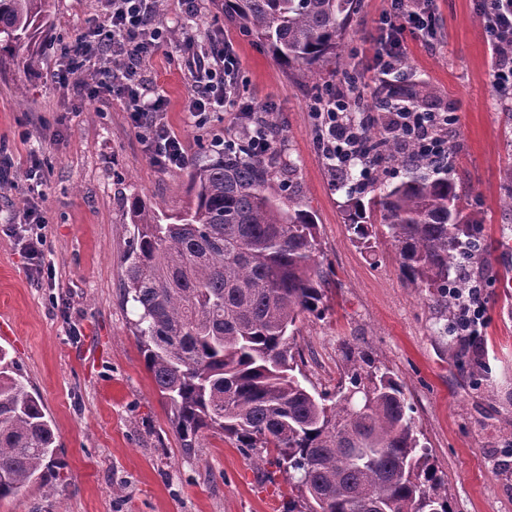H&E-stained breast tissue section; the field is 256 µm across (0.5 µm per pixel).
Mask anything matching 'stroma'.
I'll list each match as a JSON object with an SVG mask.
<instances>
[{
  "mask_svg": "<svg viewBox=\"0 0 512 512\" xmlns=\"http://www.w3.org/2000/svg\"><path fill=\"white\" fill-rule=\"evenodd\" d=\"M389 0H360L339 50L358 76L361 101L373 105L378 75L370 65L385 35ZM53 29L39 73L17 53L0 54V347L9 350L39 394L57 434L61 478L28 484L0 500V512H287L285 474L204 432L185 457L164 399L144 366L133 306L122 302L129 237L126 200L139 196L161 218L189 202L182 168H161L119 101L108 93L63 90L60 49L102 21L103 0H53ZM436 49L404 35L403 68L425 106L458 116L448 155L492 245L483 342L444 330L446 317L426 293L407 285L390 238L374 250L353 244L338 191L315 144L314 99L341 87L343 75L315 85L276 61L253 36L229 23L212 0H164L166 26L205 49L213 38L233 47L241 101L269 103L284 162L297 168L304 202L316 217L321 259L330 271L323 317L306 316L296 348L317 390L347 386L351 358L388 368L405 388L452 512H512V212L501 199L512 168V104L492 77L495 49L483 32L481 0H433ZM169 42L140 62L146 84L166 98L164 119L189 158L214 135L234 134L232 113L206 127L189 119L191 82ZM38 151L45 181L32 197L25 161ZM37 200L51 274L32 271L14 229Z\"/></svg>",
  "mask_w": 512,
  "mask_h": 512,
  "instance_id": "1",
  "label": "stroma"
}]
</instances>
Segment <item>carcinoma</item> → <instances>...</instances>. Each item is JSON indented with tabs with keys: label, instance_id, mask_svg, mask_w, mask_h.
Wrapping results in <instances>:
<instances>
[{
	"label": "carcinoma",
	"instance_id": "carcinoma-1",
	"mask_svg": "<svg viewBox=\"0 0 512 512\" xmlns=\"http://www.w3.org/2000/svg\"><path fill=\"white\" fill-rule=\"evenodd\" d=\"M224 16L284 64L315 82L322 67L347 69L337 53L357 0H216ZM51 27L49 0H0V52L25 49L36 72ZM365 120L362 152L373 171L336 175L345 224L367 249L377 227L395 246L406 281L448 311L459 334L468 289L481 288L491 250L482 221L461 205L448 160L423 158L385 140ZM277 149L240 138L187 177L192 202L163 224L141 198L128 199L133 231L124 254L123 301L133 302L144 365L170 410L183 454L216 430L244 453L288 476V512H450L403 386L386 368L357 364L350 387L312 392L296 374L297 322L325 311L329 274L306 209ZM56 434L40 399L0 349V500L53 470Z\"/></svg>",
	"mask_w": 512,
	"mask_h": 512
}]
</instances>
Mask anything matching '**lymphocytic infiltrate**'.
I'll return each instance as SVG.
<instances>
[{"label":"lymphocytic infiltrate","mask_w":512,"mask_h":512,"mask_svg":"<svg viewBox=\"0 0 512 512\" xmlns=\"http://www.w3.org/2000/svg\"><path fill=\"white\" fill-rule=\"evenodd\" d=\"M107 11L103 25L109 37L99 33L77 35L68 48L69 67L62 83L79 88L96 86L116 97L129 112L141 138L152 152L153 162L164 168H179L188 157L182 141L163 118L165 97L150 92L137 72L136 64L166 41L165 31L153 21L151 7L155 0H105ZM427 0H390L384 18L386 35L374 54V68L379 74L393 76L402 69L405 30L434 37L435 21L427 11ZM484 32L498 50L494 82L502 99L512 101V0H484ZM121 49L128 59L124 71L92 72L96 62ZM185 66L195 92L187 101V110L197 125H205L210 112L236 107V128L255 150H267L275 130L261 103L237 106L235 96V55L223 40H213L208 52L196 53L191 41H184ZM455 113L422 112L410 104L385 109L381 127L386 137L416 141L429 158L448 151V135L455 125ZM322 134L316 146L328 163L346 165L360 147L361 130L351 119V99L347 94L333 96L321 115Z\"/></svg>","instance_id":"f902f5d3"}]
</instances>
